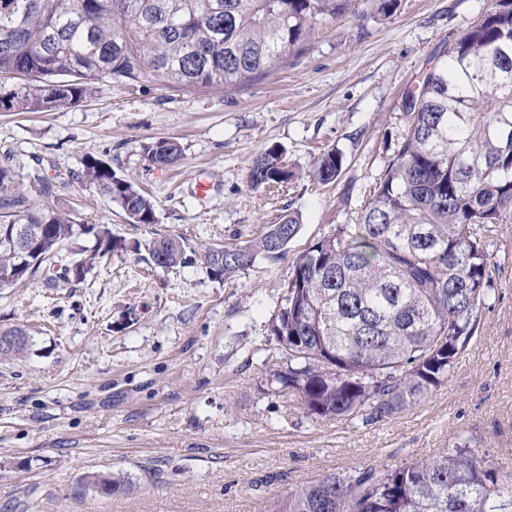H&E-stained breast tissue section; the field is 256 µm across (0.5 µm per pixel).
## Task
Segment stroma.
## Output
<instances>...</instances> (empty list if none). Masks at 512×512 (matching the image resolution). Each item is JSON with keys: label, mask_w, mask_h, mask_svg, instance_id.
<instances>
[{"label": "stroma", "mask_w": 512, "mask_h": 512, "mask_svg": "<svg viewBox=\"0 0 512 512\" xmlns=\"http://www.w3.org/2000/svg\"><path fill=\"white\" fill-rule=\"evenodd\" d=\"M491 0H376L319 26L285 67L234 89L156 81L96 83L53 112L0 111V162L25 192L41 175L67 187L48 206L105 224L121 246L81 281L41 271L0 289V329L22 327L25 351L0 358V512H264L272 498L326 472L395 467L468 441L512 476V217L488 247L493 292L446 386L373 425L306 417L267 392L284 365L267 328L290 257L357 220L407 127L402 100L484 14ZM172 138L176 167H150L145 143ZM281 148L294 178L250 189V161ZM338 148V179L312 176ZM152 198L156 223L131 224L80 182L87 157ZM297 213L301 230L277 264L229 280L201 263H146L159 233L190 247L255 238ZM109 474L112 495L89 482Z\"/></svg>", "instance_id": "obj_1"}]
</instances>
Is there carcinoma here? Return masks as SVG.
I'll list each match as a JSON object with an SVG mask.
<instances>
[{"instance_id": "1", "label": "carcinoma", "mask_w": 512, "mask_h": 512, "mask_svg": "<svg viewBox=\"0 0 512 512\" xmlns=\"http://www.w3.org/2000/svg\"><path fill=\"white\" fill-rule=\"evenodd\" d=\"M356 0H0V89L9 112L75 105L106 78L155 79L182 88H236L288 64L316 26L355 9ZM409 126L358 222L338 224L299 253L283 303L268 324L286 354L274 381L306 416L374 424L416 407L448 382L456 358L490 299L488 242L512 212V0H493L446 58L407 92ZM149 165L178 163L182 146H143ZM342 154L317 158L313 176L336 181ZM293 172L272 147L252 159V189L288 183ZM0 164V227H42L21 275L24 244L0 246V289L62 261L81 235L95 244L77 263L89 272L116 244L103 225L77 224L43 201L64 180L38 178L37 196L10 187ZM78 180L116 203L132 224L156 223L153 202L112 166L89 157ZM288 214L243 244L212 246L206 271L228 280L261 257L277 263L299 234ZM181 236L149 246L162 270L192 256ZM21 328L0 331V356L27 343ZM266 512H512V478L500 476L465 442L399 467L322 474Z\"/></svg>"}]
</instances>
